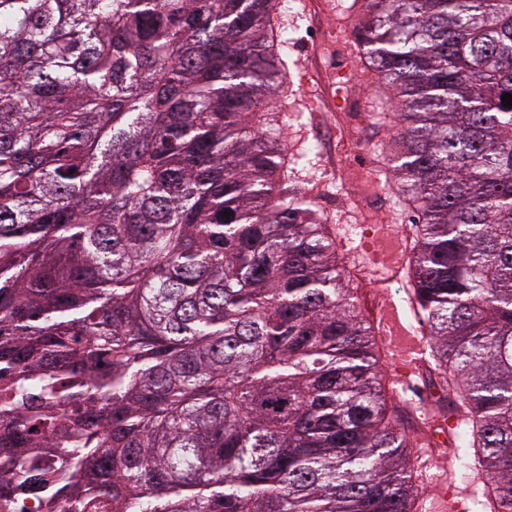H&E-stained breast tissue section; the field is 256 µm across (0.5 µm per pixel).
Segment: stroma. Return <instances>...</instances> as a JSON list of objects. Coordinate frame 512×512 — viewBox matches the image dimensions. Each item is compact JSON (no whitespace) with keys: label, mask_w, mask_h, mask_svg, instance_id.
<instances>
[{"label":"stroma","mask_w":512,"mask_h":512,"mask_svg":"<svg viewBox=\"0 0 512 512\" xmlns=\"http://www.w3.org/2000/svg\"><path fill=\"white\" fill-rule=\"evenodd\" d=\"M350 0H288L277 21L288 37V92L282 100L281 133L288 147V171L295 186L309 189L328 223L338 225L337 250L345 265L348 285L363 296L373 286L374 272L366 256L377 250V238L351 239L356 224H385L409 229L410 214L400 208L392 189L393 171L376 145L389 133L371 114L394 113L369 68L348 17ZM350 75L355 109L363 115L362 150L336 131V115L326 99L336 73ZM427 507L447 499L455 512H465L480 499L482 483L466 484L438 469L419 471Z\"/></svg>","instance_id":"obj_1"}]
</instances>
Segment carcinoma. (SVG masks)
<instances>
[{"label": "carcinoma", "mask_w": 512, "mask_h": 512, "mask_svg": "<svg viewBox=\"0 0 512 512\" xmlns=\"http://www.w3.org/2000/svg\"><path fill=\"white\" fill-rule=\"evenodd\" d=\"M278 5L0 0V512H426L407 429L438 415L512 512V0L350 4L397 108L421 409L288 187Z\"/></svg>", "instance_id": "1"}]
</instances>
